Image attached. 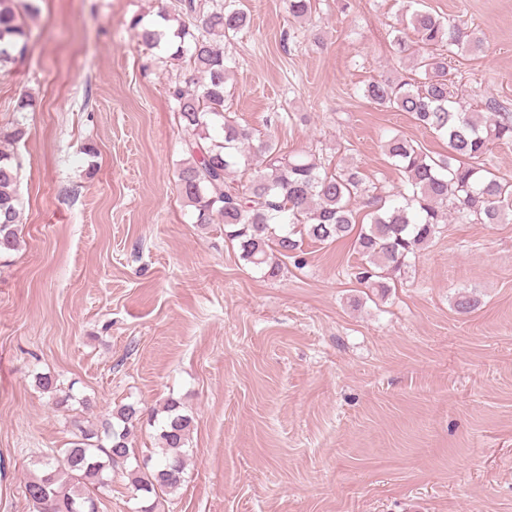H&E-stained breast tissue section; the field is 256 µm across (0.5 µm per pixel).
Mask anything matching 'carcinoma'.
I'll return each instance as SVG.
<instances>
[{"label": "carcinoma", "mask_w": 512, "mask_h": 512, "mask_svg": "<svg viewBox=\"0 0 512 512\" xmlns=\"http://www.w3.org/2000/svg\"><path fill=\"white\" fill-rule=\"evenodd\" d=\"M406 29L396 28L393 53L403 64L395 78L369 82L363 95L371 103L404 112L415 123L448 144V154L434 157L399 136L384 141L383 151L401 174L395 193L384 195L366 182L358 167L330 169L308 153L285 155L270 139L239 124L224 111V84L230 57L224 40L250 21L236 0H177L174 13L161 21L132 28L148 49L168 53L198 72L194 89L175 85L171 97L179 126L187 133L188 154L177 173L181 196L194 208L195 223L222 224L224 237L236 244L240 257L267 277L283 270L309 239L322 244L353 239L360 257L356 278L369 288L386 291L412 257L428 247L439 226L452 217L459 224H504L512 221V182L485 167L484 157L496 142H512V113L494 100L484 108L461 107L449 82L453 55L479 51L482 38L455 18L412 9ZM37 11L35 0H0V68L24 57L29 39L26 17ZM28 136L19 122L0 128V256L20 243L23 202L18 194L20 164L7 150ZM243 169L246 183L229 181ZM360 199L367 222L359 220L351 201ZM475 295L454 301L460 314L479 308ZM38 387L64 410L76 397L50 374L36 377ZM143 416L135 404H122L103 432L75 424L66 448L51 450L35 462L25 484L32 512H98L96 490L109 471L134 456L133 438ZM148 422L157 425L164 456L152 467L130 470L138 492L157 496L182 484L191 418L173 397L152 409Z\"/></svg>", "instance_id": "1"}]
</instances>
